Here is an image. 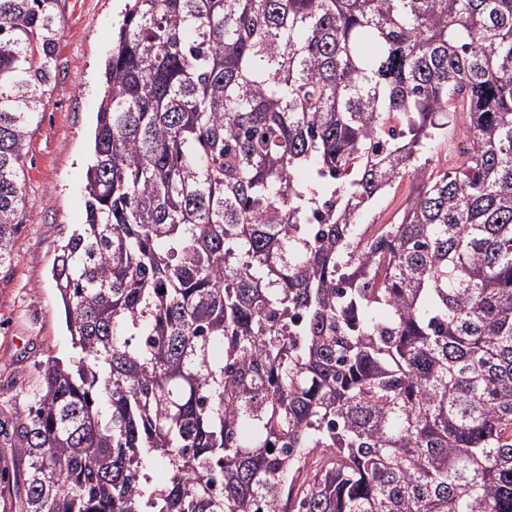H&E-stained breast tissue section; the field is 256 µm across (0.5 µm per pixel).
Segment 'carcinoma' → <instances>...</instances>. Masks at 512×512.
Listing matches in <instances>:
<instances>
[{"mask_svg":"<svg viewBox=\"0 0 512 512\" xmlns=\"http://www.w3.org/2000/svg\"><path fill=\"white\" fill-rule=\"evenodd\" d=\"M60 17L0 0V266ZM104 80L10 512H512V0H130ZM460 120L448 125V136L437 148L434 159L439 169L446 170L454 167L461 160V152L465 147L466 136ZM412 189L408 178L402 180L387 195L377 200L366 212L363 224H391L406 203Z\"/></svg>","mask_w":512,"mask_h":512,"instance_id":"cac0c4a2","label":"carcinoma"}]
</instances>
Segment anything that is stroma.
Instances as JSON below:
<instances>
[{
	"mask_svg": "<svg viewBox=\"0 0 512 512\" xmlns=\"http://www.w3.org/2000/svg\"><path fill=\"white\" fill-rule=\"evenodd\" d=\"M127 0H62L55 79L32 128L14 260L0 268V421L27 402L24 378L71 351L52 277L57 249L85 221L96 113Z\"/></svg>",
	"mask_w": 512,
	"mask_h": 512,
	"instance_id": "1",
	"label": "stroma"
}]
</instances>
